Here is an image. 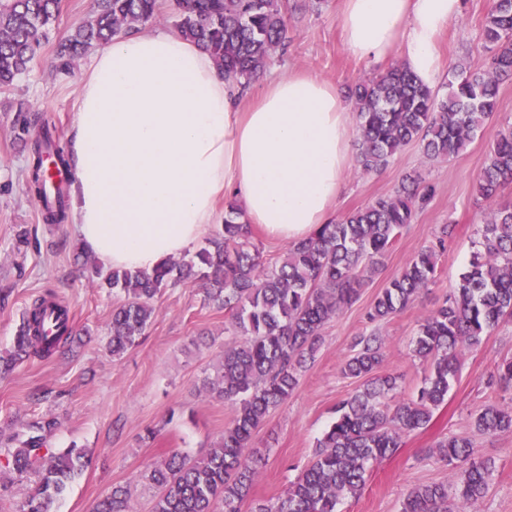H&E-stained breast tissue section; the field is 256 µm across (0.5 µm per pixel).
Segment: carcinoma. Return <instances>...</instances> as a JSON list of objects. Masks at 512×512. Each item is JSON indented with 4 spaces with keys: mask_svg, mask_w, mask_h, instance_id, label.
Here are the masks:
<instances>
[{
    "mask_svg": "<svg viewBox=\"0 0 512 512\" xmlns=\"http://www.w3.org/2000/svg\"><path fill=\"white\" fill-rule=\"evenodd\" d=\"M179 35L211 54L234 85L245 90L271 64L288 41V0H176ZM160 12V0H95L94 14L58 45L67 66L91 48L146 24ZM61 0H0V89H7L32 68L38 50L49 41L60 17ZM483 48L490 65L456 68L441 95L421 84L399 64L350 90L358 117L357 164L365 173L383 169L403 147L418 143L428 159H450L475 138L497 109L499 82L512 76V0H488ZM29 191L43 203L48 224H62L68 204L47 194L44 157L57 150L48 125L32 141ZM512 181V130L496 140L476 190L494 199ZM434 186L414 171L391 194L319 225L306 239L287 245L281 263L267 268L251 242L240 212L227 203L224 223L206 245L181 261L166 259L152 271L103 269L93 273L101 286L124 294L112 308L108 348L121 357L139 344L156 312L162 289L205 281L206 299L224 309L235 340L224 344L215 374L202 380L206 394L233 407V417L213 449L199 458L173 452L140 473L156 490L150 512H241L259 476L251 455L254 432L270 412L293 395L300 372L313 358L324 325L358 298L378 273L383 259L418 210L433 197ZM453 226L444 225L438 244L419 251L377 294L368 313L384 322L411 306L421 290L435 282L439 249ZM477 251L457 288L424 316L413 345L429 364L417 396L395 401L398 378L381 372L383 339L359 336L343 374L362 380L356 392L339 402L335 416L317 441L311 461L276 502L255 503L252 512H337L346 497L360 494L373 464L394 455L402 435L425 428L448 400L467 349L482 344L512 319V207L490 213L478 225ZM47 291L25 308L13 336V350L0 356L7 375L32 359H47L70 348L79 332L62 318L67 307ZM61 322L55 331L47 314ZM494 382L512 386V358L496 366ZM53 417L20 420L4 437L0 464L19 477L32 475L33 486L16 512H48L55 499L86 467L84 451L46 446L59 428ZM483 435L512 432V403L485 407L474 419ZM451 484L432 482L411 488L399 512H467L489 492L494 463L477 455L473 441L450 436L437 444ZM95 512H134L127 488L116 486L97 502Z\"/></svg>",
    "mask_w": 512,
    "mask_h": 512,
    "instance_id": "carcinoma-1",
    "label": "carcinoma"
}]
</instances>
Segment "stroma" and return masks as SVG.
Returning <instances> with one entry per match:
<instances>
[{
    "label": "stroma",
    "mask_w": 512,
    "mask_h": 512,
    "mask_svg": "<svg viewBox=\"0 0 512 512\" xmlns=\"http://www.w3.org/2000/svg\"><path fill=\"white\" fill-rule=\"evenodd\" d=\"M286 51L277 53L265 77L302 70L349 88L388 68L384 62L355 59L344 49L337 21L340 0H290ZM94 0H62L55 31L40 50L31 71L15 86L0 91V288L11 295L0 304V355L13 336L28 301L52 289L75 314L83 336L72 351L50 360L24 362L0 379V429L17 418L52 413L62 428L51 438L54 448L77 445L88 466L54 501V512H93L113 487H129L136 512H149L153 488L140 480L145 466L176 449L196 457L213 448L232 418L224 401L199 390L204 373L213 371L230 335L223 309L205 302L199 282L164 289L157 311L138 346L112 357L108 326L115 292L100 287L76 255L84 248L73 224L44 223L26 182L28 151L18 136L22 117H37L53 128L60 146H67L74 102L88 57L71 73L58 71L57 46L88 19ZM487 0H463L462 15L439 40L444 70L470 61L487 62L482 21ZM512 129V80L499 89V106L467 149L448 160L427 159L419 145L406 146L378 172L350 168L346 190L337 204L338 217L391 194L402 177L422 173L435 187L430 202L407 225L385 257L384 268L361 289L358 299L331 319L322 341L308 361L288 401L272 412L252 446L259 477L253 498L275 502L308 464L318 439L331 423L337 402L358 388L343 376L355 337L370 330L366 313L389 278L423 247L434 242L442 225H454L438 257L436 282L413 305L382 323V372L397 376L404 394H412L427 365L412 353L422 317L457 286L474 251L475 231L496 208L512 205V182L491 201L479 198L476 179L499 134ZM29 246L17 250L20 231ZM512 356V322L499 326L476 349L465 351L460 375L445 405L435 410L426 428L408 433L389 459L374 465L359 497L344 499L339 512H399L406 490L415 485L449 481L447 467L431 457L430 448L451 435H470L480 456L494 461L496 471L486 497L472 512H512V433H475L474 416L486 405L512 400V389L490 384L496 364ZM158 430L156 440L146 438Z\"/></svg>",
    "instance_id": "35a3bbf8"
}]
</instances>
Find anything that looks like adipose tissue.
<instances>
[{
	"label": "adipose tissue",
	"instance_id": "obj_1",
	"mask_svg": "<svg viewBox=\"0 0 512 512\" xmlns=\"http://www.w3.org/2000/svg\"><path fill=\"white\" fill-rule=\"evenodd\" d=\"M462 0H343L347 53L398 55L434 86L437 43ZM353 117L333 82L293 71L249 106L196 43L162 27L114 37L91 57L67 147L71 220L116 269L152 270L190 250L236 201L247 224L291 244L328 223L353 162Z\"/></svg>",
	"mask_w": 512,
	"mask_h": 512
}]
</instances>
